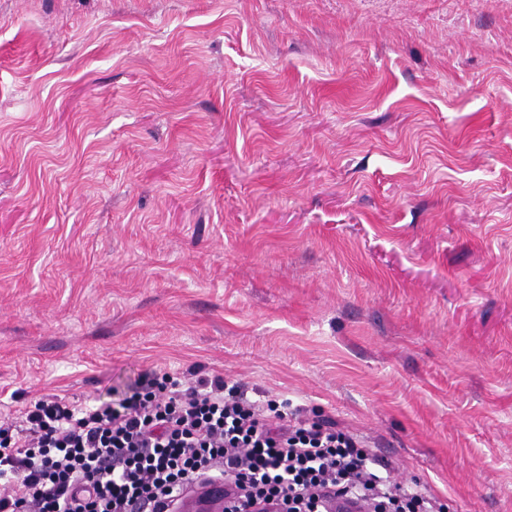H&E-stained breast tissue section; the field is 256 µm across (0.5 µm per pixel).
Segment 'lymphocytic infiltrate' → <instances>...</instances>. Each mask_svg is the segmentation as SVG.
Returning a JSON list of instances; mask_svg holds the SVG:
<instances>
[{
    "label": "lymphocytic infiltrate",
    "instance_id": "1",
    "mask_svg": "<svg viewBox=\"0 0 512 512\" xmlns=\"http://www.w3.org/2000/svg\"><path fill=\"white\" fill-rule=\"evenodd\" d=\"M390 468L336 420L294 416L219 375L150 373L115 404L47 394L0 418V512H136L203 477L230 484L224 512H324L331 494L366 512H443Z\"/></svg>",
    "mask_w": 512,
    "mask_h": 512
}]
</instances>
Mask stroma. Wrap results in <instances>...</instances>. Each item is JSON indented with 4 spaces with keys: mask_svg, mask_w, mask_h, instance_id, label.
<instances>
[{
    "mask_svg": "<svg viewBox=\"0 0 512 512\" xmlns=\"http://www.w3.org/2000/svg\"><path fill=\"white\" fill-rule=\"evenodd\" d=\"M194 370L512 512V0H0V414Z\"/></svg>",
    "mask_w": 512,
    "mask_h": 512,
    "instance_id": "1",
    "label": "stroma"
}]
</instances>
